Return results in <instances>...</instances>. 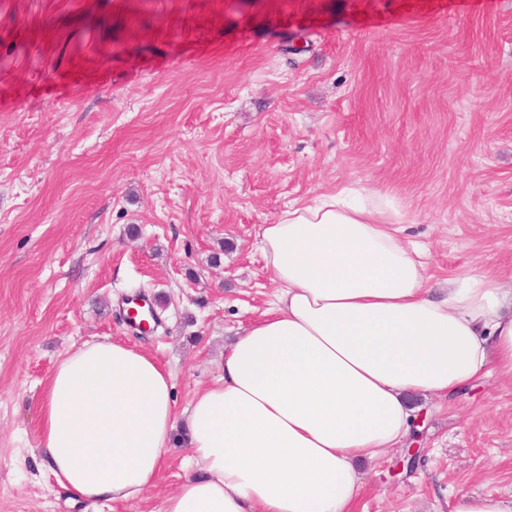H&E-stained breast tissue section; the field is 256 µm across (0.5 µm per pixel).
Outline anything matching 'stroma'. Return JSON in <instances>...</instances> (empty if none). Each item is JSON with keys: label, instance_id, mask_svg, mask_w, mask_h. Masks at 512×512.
<instances>
[{"label": "stroma", "instance_id": "obj_1", "mask_svg": "<svg viewBox=\"0 0 512 512\" xmlns=\"http://www.w3.org/2000/svg\"><path fill=\"white\" fill-rule=\"evenodd\" d=\"M0 62V512H159L181 438L142 498L73 499L36 448L46 380L107 336L187 407L274 302L259 229L290 206L387 194L433 282L512 281V0H0ZM423 414L416 467L365 464L355 512L512 496V382ZM125 310L127 314V319L129 322V325L140 331L141 326L144 325H151L147 320L143 319L141 316V311L145 305H148L151 310H153L152 304L148 297L145 299H141L138 297H135L133 294L126 297L124 301Z\"/></svg>", "mask_w": 512, "mask_h": 512}]
</instances>
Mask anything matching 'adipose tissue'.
Listing matches in <instances>:
<instances>
[{
    "mask_svg": "<svg viewBox=\"0 0 512 512\" xmlns=\"http://www.w3.org/2000/svg\"><path fill=\"white\" fill-rule=\"evenodd\" d=\"M402 222L387 195L347 187L263 225L280 293L183 410L171 372L137 347L105 338L63 357L37 437L58 486L139 498L180 429L191 474L160 512H353L363 465L408 436L413 398L512 380V289L473 271L435 290Z\"/></svg>",
    "mask_w": 512,
    "mask_h": 512,
    "instance_id": "adipose-tissue-1",
    "label": "adipose tissue"
}]
</instances>
